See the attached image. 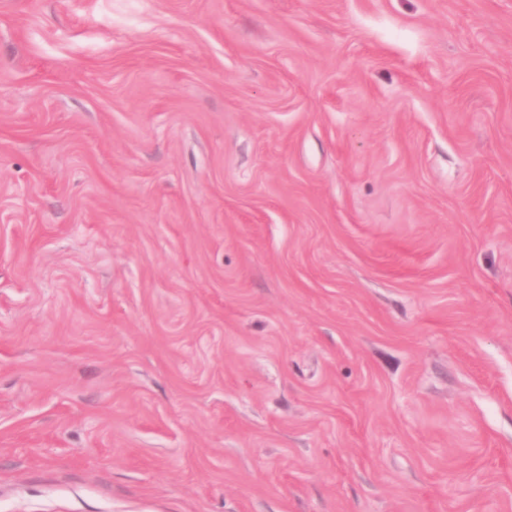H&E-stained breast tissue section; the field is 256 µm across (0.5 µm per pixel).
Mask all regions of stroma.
Returning a JSON list of instances; mask_svg holds the SVG:
<instances>
[{
  "label": "stroma",
  "instance_id": "35a3bbf8",
  "mask_svg": "<svg viewBox=\"0 0 512 512\" xmlns=\"http://www.w3.org/2000/svg\"><path fill=\"white\" fill-rule=\"evenodd\" d=\"M0 512H512V0H0Z\"/></svg>",
  "mask_w": 512,
  "mask_h": 512
}]
</instances>
